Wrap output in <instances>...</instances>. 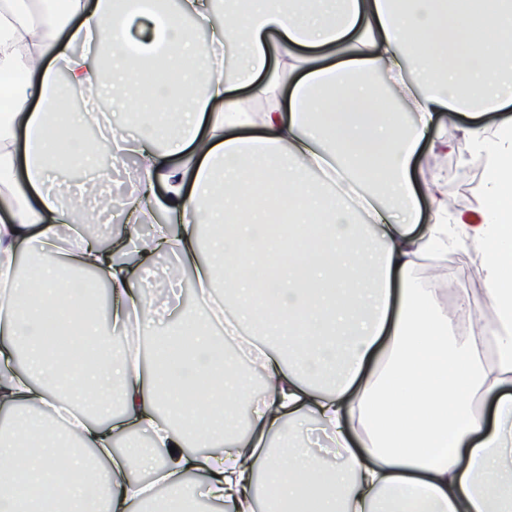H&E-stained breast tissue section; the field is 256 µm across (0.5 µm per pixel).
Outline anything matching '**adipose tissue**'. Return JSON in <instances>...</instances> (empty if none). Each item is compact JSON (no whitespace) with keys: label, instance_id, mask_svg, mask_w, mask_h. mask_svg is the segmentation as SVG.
<instances>
[{"label":"adipose tissue","instance_id":"obj_1","mask_svg":"<svg viewBox=\"0 0 512 512\" xmlns=\"http://www.w3.org/2000/svg\"><path fill=\"white\" fill-rule=\"evenodd\" d=\"M155 2L0 0V329L26 362L0 367V401L38 441L29 451L0 429V512H192L201 496L225 512H512V117L464 130L483 173L470 217L449 212L447 181L422 203L415 189L436 113L512 104V54L499 49L512 0L476 11L470 0ZM452 13L467 37L449 32ZM325 55L343 68L322 65ZM382 68L416 117L409 131L366 107L367 76ZM152 69L167 80L141 96ZM241 86L258 110L236 97ZM68 96L82 109L57 117L52 104ZM103 97L152 120L148 134L115 126L107 140L114 163L138 162L127 231L109 253L77 220L112 180L83 148ZM304 168L345 175L359 206L302 179ZM71 169L90 180L52 181ZM158 181L177 229L154 222ZM150 223L152 237H140ZM205 224L216 232L204 241ZM452 248L481 254L492 312L467 342L439 289L409 282L417 261ZM162 249L193 269L201 295L223 286L235 302L159 338L147 372L131 352L113 354L111 330L152 325L136 273ZM25 253L42 263L21 268ZM50 326L80 359L45 345ZM249 330L292 356L286 366L261 350L254 371L272 384L260 394L224 351L225 336ZM58 385L92 396L97 416L60 426ZM244 404L248 432L230 440ZM309 416L329 455L300 440ZM130 426L149 443L115 453ZM192 469L208 472L204 492L187 481ZM138 471L154 472L166 497Z\"/></svg>","mask_w":512,"mask_h":512}]
</instances>
